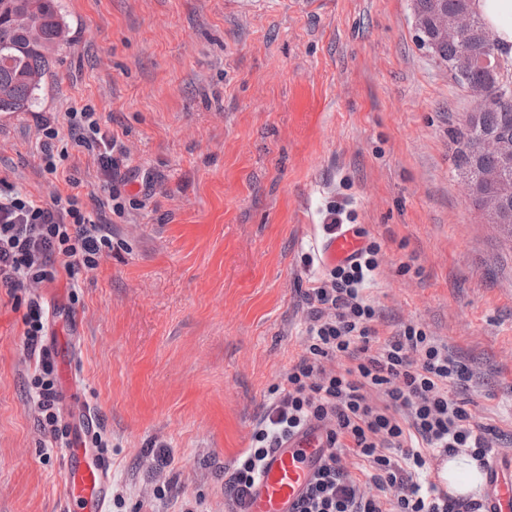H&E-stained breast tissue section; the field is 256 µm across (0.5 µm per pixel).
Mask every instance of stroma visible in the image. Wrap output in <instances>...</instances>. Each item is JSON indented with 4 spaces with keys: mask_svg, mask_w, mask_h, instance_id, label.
Returning <instances> with one entry per match:
<instances>
[{
    "mask_svg": "<svg viewBox=\"0 0 512 512\" xmlns=\"http://www.w3.org/2000/svg\"><path fill=\"white\" fill-rule=\"evenodd\" d=\"M68 43L33 112L0 119V178L48 198L34 112L92 107L134 203L66 311L111 512H224L225 469L304 345L329 206L382 244L370 289L472 371L460 392L512 456V241L462 191L449 127L470 98L416 40L411 0H60ZM26 296L0 288V512H59L35 417Z\"/></svg>",
    "mask_w": 512,
    "mask_h": 512,
    "instance_id": "1",
    "label": "stroma"
}]
</instances>
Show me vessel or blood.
Wrapping results in <instances>:
<instances>
[{"label":"vessel or blood","instance_id":"vessel-or-blood-1","mask_svg":"<svg viewBox=\"0 0 512 512\" xmlns=\"http://www.w3.org/2000/svg\"><path fill=\"white\" fill-rule=\"evenodd\" d=\"M355 228L347 227L321 244L323 260L334 266L348 261L362 246ZM75 429L64 449L60 479L61 512H108L112 466L108 457L90 463L84 442L97 428L94 411L84 402L70 406ZM327 444L324 432L308 425L288 437L267 457L252 490L248 512H292L321 464ZM486 512H512V457L493 459L484 473Z\"/></svg>","mask_w":512,"mask_h":512}]
</instances>
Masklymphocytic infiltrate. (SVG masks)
Instances as JSON below:
<instances>
[{
  "label": "lymphocytic infiltrate",
  "instance_id": "1",
  "mask_svg": "<svg viewBox=\"0 0 512 512\" xmlns=\"http://www.w3.org/2000/svg\"><path fill=\"white\" fill-rule=\"evenodd\" d=\"M38 172L56 175L70 150L91 152L106 198L83 206L82 185L67 176V191L34 197L0 179V288L25 293V345L35 357L31 381L39 422L55 441L65 434L58 408L50 328L41 290L76 267L97 269L112 251V219L126 214L121 187L129 153L105 130L91 107L62 117L36 115ZM381 245L368 240L357 257L314 278L305 293L306 343L255 426L249 448L224 483L226 512H247L251 489L268 454L310 422L321 425L330 452L295 512H483L481 497L455 498L432 480L435 461L466 453L486 468L492 429L474 423L451 397L452 384L470 380L468 367L447 343L422 326L379 330L380 312L365 290L376 278ZM360 478H353L349 465Z\"/></svg>",
  "mask_w": 512,
  "mask_h": 512
}]
</instances>
